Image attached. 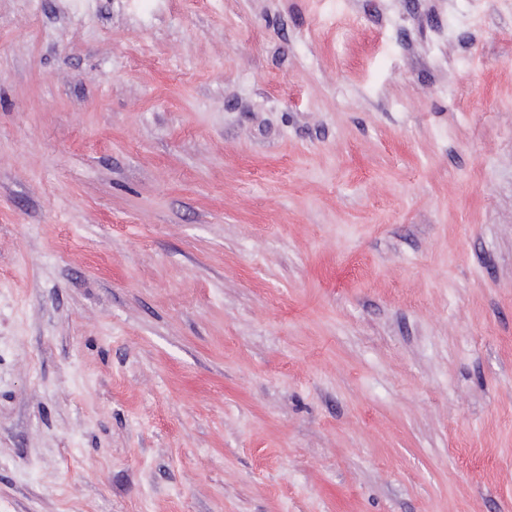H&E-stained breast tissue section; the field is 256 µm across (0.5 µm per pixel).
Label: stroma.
<instances>
[{
  "label": "stroma",
  "instance_id": "stroma-1",
  "mask_svg": "<svg viewBox=\"0 0 512 512\" xmlns=\"http://www.w3.org/2000/svg\"><path fill=\"white\" fill-rule=\"evenodd\" d=\"M0 512H512V0H0Z\"/></svg>",
  "mask_w": 512,
  "mask_h": 512
}]
</instances>
